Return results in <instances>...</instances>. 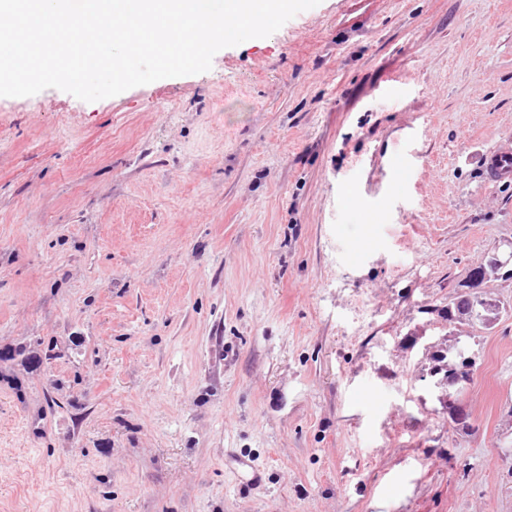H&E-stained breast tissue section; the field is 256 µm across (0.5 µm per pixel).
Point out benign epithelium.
<instances>
[{"label":"benign epithelium","instance_id":"benign-epithelium-1","mask_svg":"<svg viewBox=\"0 0 512 512\" xmlns=\"http://www.w3.org/2000/svg\"><path fill=\"white\" fill-rule=\"evenodd\" d=\"M508 280L512 278V251L490 252L470 270L466 288L459 290L463 300L469 302L470 313L448 315V328L457 327L467 319L479 318L488 326L496 322L502 313L501 304L486 291L487 282L492 279ZM439 344L430 343L425 348L428 372L421 378L429 379L431 388L438 391L437 400L448 410V419L453 426L466 433L475 431L471 415L467 412L462 396L469 390L474 375V358L463 350L450 355L449 365L444 366L433 361L438 354Z\"/></svg>","mask_w":512,"mask_h":512}]
</instances>
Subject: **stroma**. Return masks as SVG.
Segmentation results:
<instances>
[{
	"label": "stroma",
	"instance_id": "obj_1",
	"mask_svg": "<svg viewBox=\"0 0 512 512\" xmlns=\"http://www.w3.org/2000/svg\"><path fill=\"white\" fill-rule=\"evenodd\" d=\"M508 147L512 0H321L204 73L0 97V512H512V315L461 330L477 433L420 378L512 244ZM486 168L492 182H508L512 180V152L493 151L486 159Z\"/></svg>",
	"mask_w": 512,
	"mask_h": 512
}]
</instances>
